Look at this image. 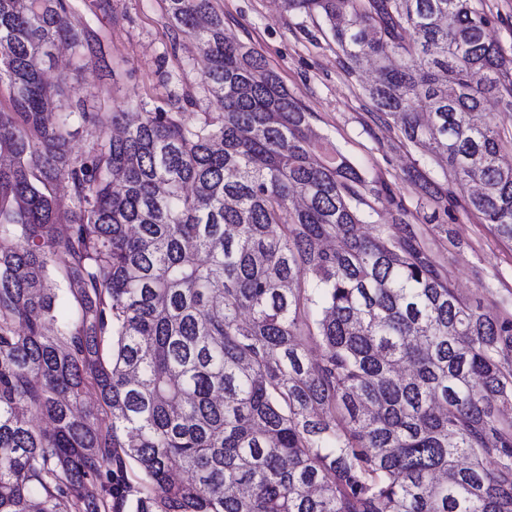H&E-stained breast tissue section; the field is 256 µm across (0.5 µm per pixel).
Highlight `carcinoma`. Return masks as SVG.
Here are the masks:
<instances>
[{"label":"carcinoma","instance_id":"carcinoma-1","mask_svg":"<svg viewBox=\"0 0 512 512\" xmlns=\"http://www.w3.org/2000/svg\"><path fill=\"white\" fill-rule=\"evenodd\" d=\"M165 3L223 111L188 124L192 94L141 100L111 137L125 113L43 80L58 42L97 55L70 0H0V512H512V319L472 307L414 225L361 235L364 174L225 39L214 0ZM283 5L325 21L348 73L376 66L375 107L479 185L465 209L512 242L483 112L512 110V54L490 18L471 0ZM82 128L99 136L74 154ZM90 391L100 410L76 416Z\"/></svg>","mask_w":512,"mask_h":512}]
</instances>
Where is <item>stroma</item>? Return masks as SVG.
<instances>
[{
  "instance_id": "35a3bbf8",
  "label": "stroma",
  "mask_w": 512,
  "mask_h": 512,
  "mask_svg": "<svg viewBox=\"0 0 512 512\" xmlns=\"http://www.w3.org/2000/svg\"><path fill=\"white\" fill-rule=\"evenodd\" d=\"M88 2L71 0L77 16L94 29L100 54L78 68L68 47L58 45L52 65L44 69L46 81L66 71L92 112L105 101L125 111L135 101L160 104L187 92L196 95L198 105L185 113V121L219 111V103L199 88L205 57L192 40L173 31L162 0H109L94 13ZM214 5L224 14L225 36L265 56L311 112L313 130L367 179L387 184V191L367 194L373 218L362 233L373 236L379 225L401 220L421 227L455 288L483 311L512 318V245L501 242L477 215L459 206L440 209L407 182V173L417 169L443 188L450 176L426 150L405 141L394 116L378 112L367 97L376 70L348 74L327 24L283 12L279 0H214ZM472 5L491 17L489 39L511 53L512 0H472Z\"/></svg>"
}]
</instances>
